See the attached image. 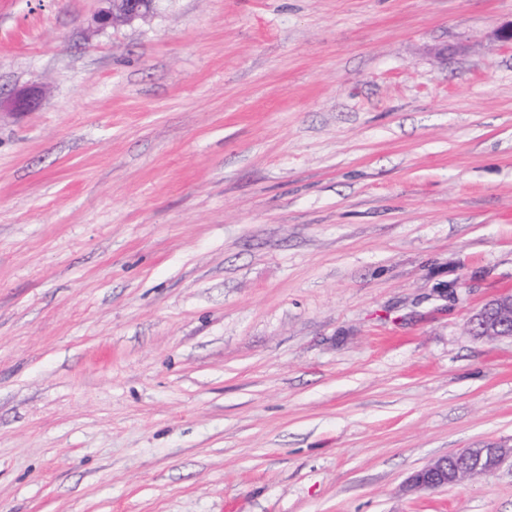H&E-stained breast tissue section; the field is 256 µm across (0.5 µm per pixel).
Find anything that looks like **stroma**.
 I'll return each mask as SVG.
<instances>
[{
    "label": "stroma",
    "mask_w": 512,
    "mask_h": 512,
    "mask_svg": "<svg viewBox=\"0 0 512 512\" xmlns=\"http://www.w3.org/2000/svg\"><path fill=\"white\" fill-rule=\"evenodd\" d=\"M100 6L0 0V512H512L406 486L512 447V0ZM104 7L100 10L98 20L102 25H112L118 20L132 21L149 13L154 0H101ZM469 326L472 335L481 339L512 338V294L486 303L471 316ZM509 458L512 459L511 446L485 443L463 448L415 472L409 480V486L415 491L439 490L473 475L492 473Z\"/></svg>",
    "instance_id": "1"
}]
</instances>
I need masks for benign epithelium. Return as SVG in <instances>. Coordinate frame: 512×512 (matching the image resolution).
<instances>
[{"label": "benign epithelium", "instance_id": "benign-epithelium-1", "mask_svg": "<svg viewBox=\"0 0 512 512\" xmlns=\"http://www.w3.org/2000/svg\"><path fill=\"white\" fill-rule=\"evenodd\" d=\"M104 7L98 20L111 25L119 20L132 21L149 13L154 0H101ZM38 94L28 91L11 97V104L19 109L36 107ZM472 335L486 340L512 338V294L500 295L475 312L469 320ZM512 459V448L494 443L464 448L457 453L436 459L415 472L409 486L415 491H435L454 485L473 475L495 471L507 459Z\"/></svg>", "mask_w": 512, "mask_h": 512}]
</instances>
